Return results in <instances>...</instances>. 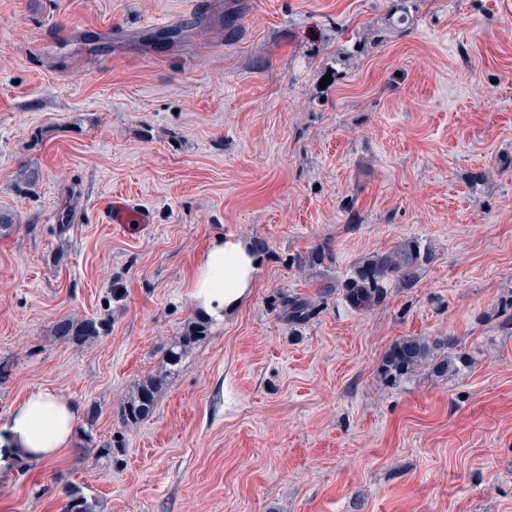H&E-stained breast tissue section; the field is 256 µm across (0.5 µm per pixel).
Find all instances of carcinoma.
Wrapping results in <instances>:
<instances>
[{
  "instance_id": "cac0c4a2",
  "label": "carcinoma",
  "mask_w": 512,
  "mask_h": 512,
  "mask_svg": "<svg viewBox=\"0 0 512 512\" xmlns=\"http://www.w3.org/2000/svg\"><path fill=\"white\" fill-rule=\"evenodd\" d=\"M423 261L420 247L414 241H406L388 252L367 255L344 284L346 301L355 309L380 305L387 295L386 282L394 279L407 288L413 286L420 279ZM315 308V302L307 298H284L285 316L288 323L293 325L307 322ZM104 328L105 321L102 319L63 318L55 322L53 335L65 343L83 345L98 337ZM208 337V319L194 318L187 323L181 336L165 350L163 363L167 369L143 376L123 396L120 419L124 426L134 428L152 414L166 385V379L172 374V368L178 366ZM458 347L460 341L453 335L441 339L427 336L403 337L385 355L381 375L388 384L395 386L402 377L430 364L442 349L447 350L448 354L436 363L437 376L455 374L458 372L456 362L464 360V354L456 351ZM68 498L65 512H92V504L80 490H70Z\"/></svg>"
}]
</instances>
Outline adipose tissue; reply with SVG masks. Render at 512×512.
I'll use <instances>...</instances> for the list:
<instances>
[{
    "label": "adipose tissue",
    "mask_w": 512,
    "mask_h": 512,
    "mask_svg": "<svg viewBox=\"0 0 512 512\" xmlns=\"http://www.w3.org/2000/svg\"><path fill=\"white\" fill-rule=\"evenodd\" d=\"M258 260L249 244L215 237L189 280L202 316L222 319L250 288ZM78 406L53 392L30 393L0 423V484L24 463H45L71 448Z\"/></svg>",
    "instance_id": "1"
}]
</instances>
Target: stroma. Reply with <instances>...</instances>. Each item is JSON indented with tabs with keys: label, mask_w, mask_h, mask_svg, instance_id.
I'll return each instance as SVG.
<instances>
[{
	"label": "stroma",
	"mask_w": 512,
	"mask_h": 512,
	"mask_svg": "<svg viewBox=\"0 0 512 512\" xmlns=\"http://www.w3.org/2000/svg\"><path fill=\"white\" fill-rule=\"evenodd\" d=\"M118 193L151 223H106ZM0 214V420L39 388L96 413L0 512H512V0H0ZM218 235L253 284L126 428ZM406 240L419 282L351 307ZM64 317L107 325L75 346ZM448 334L459 374L382 382ZM424 257L415 241H406L395 249L364 257L343 286L346 301L355 309L380 305L387 295L385 284L394 279L411 287L420 279ZM284 312L288 323L302 325L313 315L316 304L313 300L300 296L284 297ZM460 347L456 336L448 334L441 339H430L427 336H408L397 340L384 357L381 366V375L390 385H397L398 381L423 366L431 364L437 357V352L446 349L448 354L435 365L438 377H448L459 370L457 361H464V354L455 352Z\"/></svg>",
	"instance_id": "obj_1"
}]
</instances>
